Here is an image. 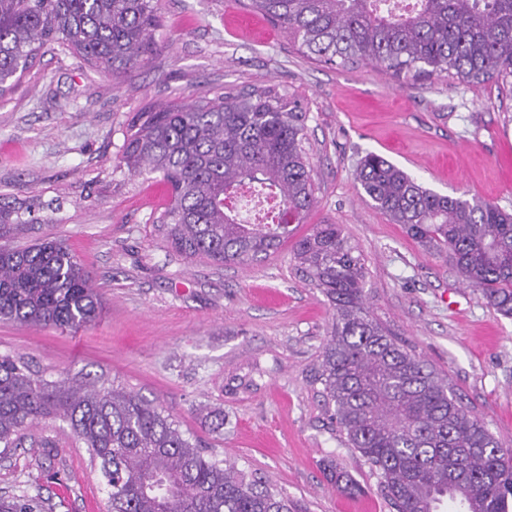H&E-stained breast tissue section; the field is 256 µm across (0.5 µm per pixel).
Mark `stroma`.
Segmentation results:
<instances>
[{
  "label": "stroma",
  "mask_w": 512,
  "mask_h": 512,
  "mask_svg": "<svg viewBox=\"0 0 512 512\" xmlns=\"http://www.w3.org/2000/svg\"><path fill=\"white\" fill-rule=\"evenodd\" d=\"M160 16L157 50L119 82L55 48L0 96V196H37L53 210L52 223L14 228L6 243L61 240L105 299L75 334L0 321V354L50 380L116 381L155 400L297 512H393L324 406L317 370L332 310L294 275L292 243L245 267L187 260L156 227L168 185L118 165L136 113L271 86L307 114L316 204L296 236L343 225L365 259L372 316L512 448V319L466 287L449 256L426 252L378 211L354 174L373 152L436 193L512 212V97L492 80L400 82L377 65L316 62L238 0H162ZM33 434L41 447L0 453V495H41L46 512H108L86 448L52 424ZM327 460L360 493L339 492Z\"/></svg>",
  "instance_id": "stroma-1"
}]
</instances>
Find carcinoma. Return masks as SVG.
<instances>
[{"label":"carcinoma","mask_w":512,"mask_h":512,"mask_svg":"<svg viewBox=\"0 0 512 512\" xmlns=\"http://www.w3.org/2000/svg\"><path fill=\"white\" fill-rule=\"evenodd\" d=\"M161 0H0V92L44 48L58 46L116 78L157 48ZM307 56L344 67L375 63L399 80L446 73L512 87V0H246ZM305 113L273 89L228 91L140 112L121 166L161 176L171 200L159 230L172 250L214 265L247 266L276 253L315 203ZM355 176L373 205L422 247L451 257L463 282L512 318V214L477 199L437 194L375 153ZM274 201L249 222L234 202ZM0 202V226L22 224ZM293 270L333 310L317 380L324 405L379 477L395 512H512V449L465 409L421 357L370 314L367 269L340 224H315L293 249ZM105 306L93 276L64 243L0 246V319L78 332ZM60 420L88 449L109 512H292L228 459L185 436L156 401L119 385H70L0 354V447ZM323 469L346 494L356 480ZM40 495L0 496V512H44Z\"/></svg>","instance_id":"1"}]
</instances>
